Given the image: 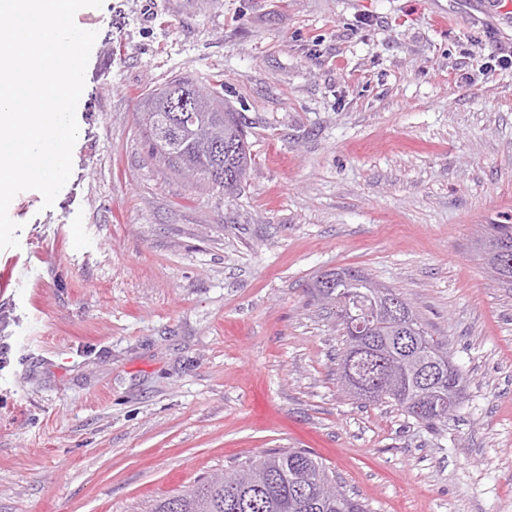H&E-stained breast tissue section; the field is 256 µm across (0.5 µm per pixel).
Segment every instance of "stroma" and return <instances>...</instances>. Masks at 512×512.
<instances>
[{"label": "stroma", "instance_id": "stroma-1", "mask_svg": "<svg viewBox=\"0 0 512 512\" xmlns=\"http://www.w3.org/2000/svg\"><path fill=\"white\" fill-rule=\"evenodd\" d=\"M500 0H103L72 175L0 250V512H144L304 448L371 512H512V24ZM190 76L246 122L239 195L152 159L140 98ZM400 293L467 374L417 422L340 383L310 290Z\"/></svg>", "mask_w": 512, "mask_h": 512}]
</instances>
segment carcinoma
I'll return each instance as SVG.
<instances>
[{"instance_id": "1", "label": "carcinoma", "mask_w": 512, "mask_h": 512, "mask_svg": "<svg viewBox=\"0 0 512 512\" xmlns=\"http://www.w3.org/2000/svg\"><path fill=\"white\" fill-rule=\"evenodd\" d=\"M196 82L175 79L147 93L139 122L151 157L174 174L205 181L218 193L233 195L252 164L239 113L210 93L191 103L186 121L174 104L191 99ZM512 245V231L503 227L483 245L491 249ZM338 278L337 294L328 302L339 305L351 294L349 309L337 310L343 330L340 379L353 394L366 389L351 383L366 377L381 391L377 401H392L422 423L448 417V404L458 405L466 383L464 370L448 361L447 343L429 335L410 304L391 288L399 318L380 310L381 289L364 273L352 269L329 272ZM415 337L420 349L404 352L398 339ZM146 512H368L367 504L336 483V475L312 452L299 448L264 451L221 475L204 477L189 488L153 501Z\"/></svg>"}]
</instances>
